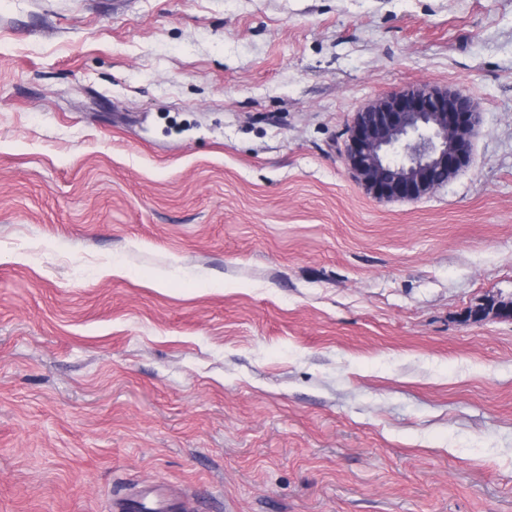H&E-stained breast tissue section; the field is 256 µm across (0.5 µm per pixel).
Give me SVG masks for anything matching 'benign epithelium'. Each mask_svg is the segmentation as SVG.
Returning <instances> with one entry per match:
<instances>
[{
	"instance_id": "1",
	"label": "benign epithelium",
	"mask_w": 512,
	"mask_h": 512,
	"mask_svg": "<svg viewBox=\"0 0 512 512\" xmlns=\"http://www.w3.org/2000/svg\"><path fill=\"white\" fill-rule=\"evenodd\" d=\"M482 113L457 90H393L356 112L345 130L342 159L380 201H416L465 171ZM512 320V298L491 299L478 317Z\"/></svg>"
}]
</instances>
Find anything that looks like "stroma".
<instances>
[{
  "instance_id": "stroma-1",
  "label": "stroma",
  "mask_w": 512,
  "mask_h": 512,
  "mask_svg": "<svg viewBox=\"0 0 512 512\" xmlns=\"http://www.w3.org/2000/svg\"><path fill=\"white\" fill-rule=\"evenodd\" d=\"M483 114L380 202L388 91ZM512 0H0V512H512ZM481 123L482 112L457 90H393L354 114L342 159L375 199L416 201L468 168ZM481 305L482 308L478 309V317L481 320L486 319L490 315L498 319L512 320V297L510 299L487 300ZM167 494L168 495L160 493L157 490H143L131 497L112 498V502L108 508L110 512H129L133 502L150 497L159 503V505L163 508H173L170 497H173L175 500L177 498L174 495H169L168 491Z\"/></svg>"
}]
</instances>
